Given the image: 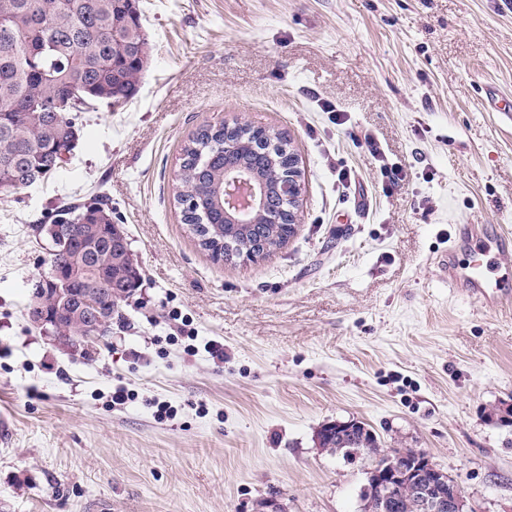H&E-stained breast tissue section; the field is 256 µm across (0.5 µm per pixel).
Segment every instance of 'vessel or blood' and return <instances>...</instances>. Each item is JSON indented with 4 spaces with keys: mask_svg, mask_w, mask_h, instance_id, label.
Masks as SVG:
<instances>
[{
    "mask_svg": "<svg viewBox=\"0 0 512 512\" xmlns=\"http://www.w3.org/2000/svg\"><path fill=\"white\" fill-rule=\"evenodd\" d=\"M486 253V248L476 249L471 261L461 267L456 263L453 253L448 252L442 256L440 265L448 277L450 287L478 304L495 306L501 304L506 295L499 280L492 276L482 260Z\"/></svg>",
    "mask_w": 512,
    "mask_h": 512,
    "instance_id": "obj_1",
    "label": "vessel or blood"
}]
</instances>
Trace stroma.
<instances>
[{
	"instance_id": "obj_1",
	"label": "stroma",
	"mask_w": 512,
	"mask_h": 512,
	"mask_svg": "<svg viewBox=\"0 0 512 512\" xmlns=\"http://www.w3.org/2000/svg\"><path fill=\"white\" fill-rule=\"evenodd\" d=\"M139 6L134 97L78 113L62 169L0 190V512H360L370 461L316 441L353 419L512 512V425L491 414L512 406V303L437 266L453 241L468 263L472 228L512 233V120L485 102L512 94V0ZM238 116L288 135L302 205L281 248L225 264L182 224L175 175L197 128ZM96 194L142 278L74 351L29 323L27 283L49 271L40 221Z\"/></svg>"
}]
</instances>
